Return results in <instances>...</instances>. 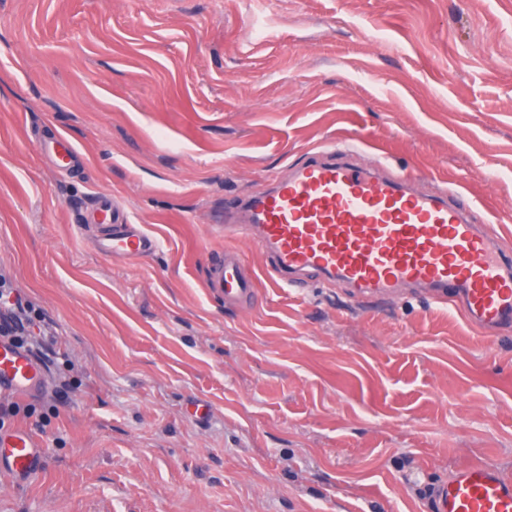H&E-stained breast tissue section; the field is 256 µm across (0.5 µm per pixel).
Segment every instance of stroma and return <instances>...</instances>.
I'll return each instance as SVG.
<instances>
[{"label":"stroma","mask_w":512,"mask_h":512,"mask_svg":"<svg viewBox=\"0 0 512 512\" xmlns=\"http://www.w3.org/2000/svg\"><path fill=\"white\" fill-rule=\"evenodd\" d=\"M338 139L512 227V0H0V267L67 383L0 417L44 445L0 512H431L471 462L512 478V329L283 290L251 247L254 307L209 292L225 199ZM101 193L161 249L100 255Z\"/></svg>","instance_id":"35a3bbf8"}]
</instances>
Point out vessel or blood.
<instances>
[{
    "mask_svg": "<svg viewBox=\"0 0 512 512\" xmlns=\"http://www.w3.org/2000/svg\"><path fill=\"white\" fill-rule=\"evenodd\" d=\"M357 144L341 140L291 164L285 177L224 208L214 232L255 246L266 258V278L282 288L317 271L356 296L389 297L408 290L452 306L486 336L512 325V256L501 247L500 225L488 223L483 204L463 188H419L417 175L391 170L385 160L355 163ZM92 220L102 230L99 251L136 258L156 252L158 237L142 225L112 227V198L99 196ZM206 286L225 303L251 307L256 279L243 271L238 251L208 265ZM44 369L28 353L0 342V391L25 397L40 391ZM30 432L0 440V461L20 479L39 463ZM433 512H512V478L472 463L440 481Z\"/></svg>",
    "mask_w": 512,
    "mask_h": 512,
    "instance_id": "vessel-or-blood-1",
    "label": "vessel or blood"
}]
</instances>
